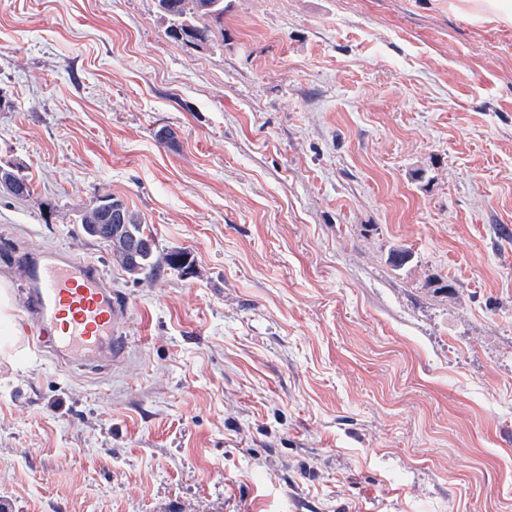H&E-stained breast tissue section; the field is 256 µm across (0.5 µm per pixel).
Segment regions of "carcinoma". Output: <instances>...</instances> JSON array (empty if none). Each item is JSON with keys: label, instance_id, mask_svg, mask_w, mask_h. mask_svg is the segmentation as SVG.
I'll use <instances>...</instances> for the list:
<instances>
[{"label": "carcinoma", "instance_id": "1", "mask_svg": "<svg viewBox=\"0 0 512 512\" xmlns=\"http://www.w3.org/2000/svg\"><path fill=\"white\" fill-rule=\"evenodd\" d=\"M161 13L172 24L168 36L186 45L206 44L216 35H224V0H157ZM0 187L7 192L26 196L29 182L12 169L0 166ZM77 221L84 234L99 239L111 247L112 263L133 278L148 277L159 261L154 259V247L142 243L154 242L141 214L124 201L111 195L96 198L80 210Z\"/></svg>", "mask_w": 512, "mask_h": 512}]
</instances>
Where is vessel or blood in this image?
<instances>
[{"label":"vessel or blood","mask_w":512,"mask_h":512,"mask_svg":"<svg viewBox=\"0 0 512 512\" xmlns=\"http://www.w3.org/2000/svg\"><path fill=\"white\" fill-rule=\"evenodd\" d=\"M24 330L38 349L68 367L99 370L128 351V303L98 261L47 248L26 254Z\"/></svg>","instance_id":"obj_1"}]
</instances>
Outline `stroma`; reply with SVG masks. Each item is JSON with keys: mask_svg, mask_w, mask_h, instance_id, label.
<instances>
[{"mask_svg": "<svg viewBox=\"0 0 512 512\" xmlns=\"http://www.w3.org/2000/svg\"><path fill=\"white\" fill-rule=\"evenodd\" d=\"M0 0V276L98 260L129 353L0 332L5 512H512V26L448 0ZM109 194L181 273L132 279ZM409 250L394 266L391 255ZM448 292H441V285ZM161 13L172 24L168 36L186 45L207 44L218 34L224 36V0H157ZM0 185L7 192L17 195L26 196L30 193L29 182L13 169L0 166ZM114 208H118L124 218L123 223L118 225L117 232L109 217ZM77 221L87 237L108 243L111 247L112 263L130 277H148L159 264L158 259H154V239L147 230L143 217L124 201L109 194L100 196L80 210ZM98 228L103 230L102 233L97 232ZM144 241L150 242L151 246L140 247Z\"/></svg>", "mask_w": 512, "mask_h": 512, "instance_id": "35a3bbf8", "label": "stroma"}]
</instances>
